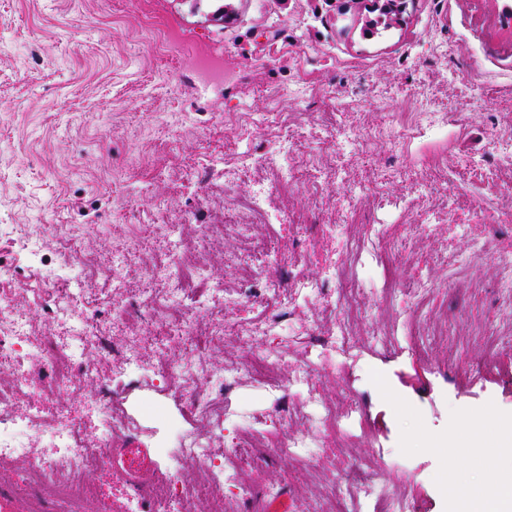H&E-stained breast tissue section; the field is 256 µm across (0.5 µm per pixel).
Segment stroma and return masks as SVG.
I'll return each instance as SVG.
<instances>
[{
    "label": "stroma",
    "instance_id": "obj_1",
    "mask_svg": "<svg viewBox=\"0 0 512 512\" xmlns=\"http://www.w3.org/2000/svg\"><path fill=\"white\" fill-rule=\"evenodd\" d=\"M195 51L220 54L222 81L203 82ZM403 113L422 117L411 138L359 144ZM284 137L315 157L318 190L270 197L277 223L247 237L202 239L270 179L265 154ZM511 153L512 37L490 0H408L403 24L371 26L358 0H0V294L25 322L30 357L67 345L77 320L102 330L74 365L83 394L37 372L16 395V417H45L31 445L51 455L72 422L95 437L103 405H116L128 444L147 449L155 478L176 477L191 512H261L280 495L289 512H328L347 482L378 472L406 512H448L449 480H508L512 459L483 450L512 419V288L498 264L512 251ZM61 224L79 227L77 251L62 249ZM136 224L155 232L134 247ZM176 243L206 249L199 331L221 317L266 324L265 336L200 350L155 340L140 300L168 284L145 269ZM64 271L83 275L89 307H34V289ZM346 287L364 310L351 324ZM258 349L285 386L250 376ZM190 361L205 370L193 392L161 383L162 366ZM229 369L235 381L213 386L209 374ZM198 393L224 405L210 437L230 477L220 503L198 496V464L170 460L178 438L206 432ZM329 412L335 428L315 427ZM239 445L248 465L227 457ZM86 479L100 496L84 512H128L124 468ZM35 499L72 512L29 484L24 464L0 467V512Z\"/></svg>",
    "mask_w": 512,
    "mask_h": 512
}]
</instances>
